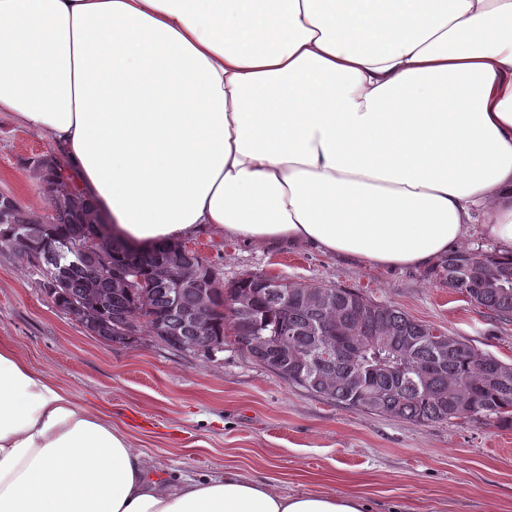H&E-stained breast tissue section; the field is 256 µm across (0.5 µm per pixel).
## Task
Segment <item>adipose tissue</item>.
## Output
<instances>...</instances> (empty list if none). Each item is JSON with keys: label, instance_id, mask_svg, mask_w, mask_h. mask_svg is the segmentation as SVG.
Returning a JSON list of instances; mask_svg holds the SVG:
<instances>
[{"label": "adipose tissue", "instance_id": "adipose-tissue-1", "mask_svg": "<svg viewBox=\"0 0 512 512\" xmlns=\"http://www.w3.org/2000/svg\"><path fill=\"white\" fill-rule=\"evenodd\" d=\"M147 247L201 228L428 270L512 252V0H0V113ZM155 474L0 344V512H371Z\"/></svg>", "mask_w": 512, "mask_h": 512}]
</instances>
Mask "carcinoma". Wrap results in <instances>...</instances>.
<instances>
[{
  "mask_svg": "<svg viewBox=\"0 0 512 512\" xmlns=\"http://www.w3.org/2000/svg\"><path fill=\"white\" fill-rule=\"evenodd\" d=\"M30 166L54 198L52 211L35 221L1 192L0 249L21 257L42 293L90 334L127 343L146 333L172 349L190 350L201 332L187 313L203 291L210 304L203 333L210 345L201 354L211 361L228 340L289 385L342 407L418 424L464 418L512 429V363L463 340L441 353L432 345L434 327L353 288L321 285L327 301L309 305L302 298L312 288L303 283L280 278L271 288L254 275L226 283L195 251L135 246L113 233L95 202L68 184L65 165L37 156ZM92 238L88 255H69L58 266L47 262L64 245ZM173 261L194 279L177 301L155 280L158 269ZM427 276L474 306L512 319V256L465 246ZM240 295L248 304L225 314V299ZM495 369L509 370V377L491 381L486 373Z\"/></svg>",
  "mask_w": 512,
  "mask_h": 512,
  "instance_id": "obj_1",
  "label": "carcinoma"
}]
</instances>
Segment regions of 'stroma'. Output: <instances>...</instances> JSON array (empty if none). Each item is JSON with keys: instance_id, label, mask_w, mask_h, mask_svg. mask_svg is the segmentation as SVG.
Returning a JSON list of instances; mask_svg holds the SVG:
<instances>
[{"instance_id": "35a3bbf8", "label": "stroma", "mask_w": 512, "mask_h": 512, "mask_svg": "<svg viewBox=\"0 0 512 512\" xmlns=\"http://www.w3.org/2000/svg\"><path fill=\"white\" fill-rule=\"evenodd\" d=\"M50 152L47 136L0 115V192L39 218L51 208L29 160ZM186 244L225 281L263 274L357 288L512 361V321L473 307L424 272L208 230ZM0 343L67 390L78 407L110 417L151 467L171 477L234 469L281 494L365 493L377 512H512V430L467 419L420 425L346 409L288 386L229 343L210 361L148 335L107 342L56 308L8 250L0 251Z\"/></svg>"}]
</instances>
